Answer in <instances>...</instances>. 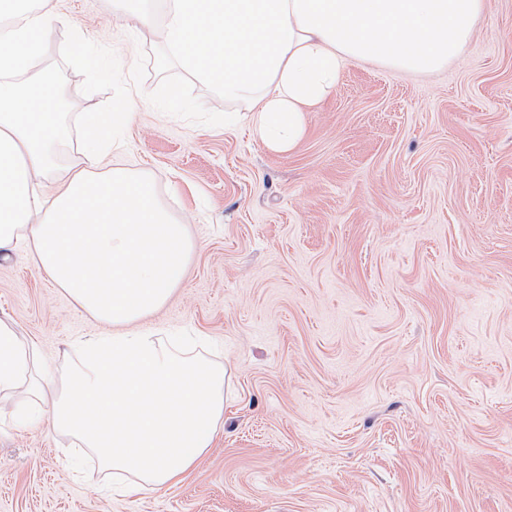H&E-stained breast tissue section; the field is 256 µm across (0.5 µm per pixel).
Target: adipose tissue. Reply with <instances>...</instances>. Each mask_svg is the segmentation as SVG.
<instances>
[{
    "instance_id": "adipose-tissue-1",
    "label": "adipose tissue",
    "mask_w": 512,
    "mask_h": 512,
    "mask_svg": "<svg viewBox=\"0 0 512 512\" xmlns=\"http://www.w3.org/2000/svg\"><path fill=\"white\" fill-rule=\"evenodd\" d=\"M487 0H166L162 21L123 14L226 102L240 104L271 151H292L306 114L335 92L345 63L412 73L461 55ZM0 257L25 249L34 268L111 325L59 381L35 344L0 319V393L23 426L73 435L125 491L178 484L224 420V367L138 321L184 281L192 243L145 173L107 163L105 138L126 112L88 116L81 162L59 167L67 143L43 83L25 82L59 15L52 0H0Z\"/></svg>"
}]
</instances>
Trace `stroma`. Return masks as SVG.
Returning a JSON list of instances; mask_svg holds the SVG:
<instances>
[{"mask_svg":"<svg viewBox=\"0 0 512 512\" xmlns=\"http://www.w3.org/2000/svg\"><path fill=\"white\" fill-rule=\"evenodd\" d=\"M55 6L70 133L128 111L117 155L193 244L141 327L203 339L230 396L182 482L128 496L0 403V512H512V0L441 69L346 64L287 153L225 126L233 104L117 28L114 0ZM80 38L103 72L73 65ZM0 318L58 374L111 332L20 253Z\"/></svg>","mask_w":512,"mask_h":512,"instance_id":"stroma-1","label":"stroma"}]
</instances>
